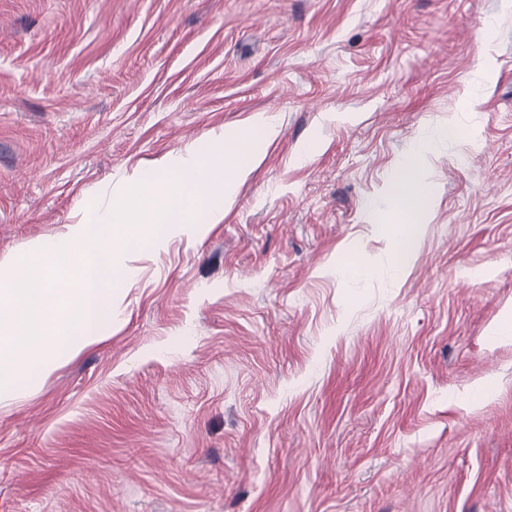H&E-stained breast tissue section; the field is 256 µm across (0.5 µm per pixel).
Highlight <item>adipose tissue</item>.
<instances>
[{"mask_svg": "<svg viewBox=\"0 0 512 512\" xmlns=\"http://www.w3.org/2000/svg\"><path fill=\"white\" fill-rule=\"evenodd\" d=\"M427 163L425 150L409 154L387 189L389 204L375 211L374 222L392 236L397 247L394 274H401L414 254L423 224L433 206V195L422 175Z\"/></svg>", "mask_w": 512, "mask_h": 512, "instance_id": "adipose-tissue-1", "label": "adipose tissue"}]
</instances>
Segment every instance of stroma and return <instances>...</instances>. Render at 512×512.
Listing matches in <instances>:
<instances>
[{
  "instance_id": "35a3bbf8",
  "label": "stroma",
  "mask_w": 512,
  "mask_h": 512,
  "mask_svg": "<svg viewBox=\"0 0 512 512\" xmlns=\"http://www.w3.org/2000/svg\"><path fill=\"white\" fill-rule=\"evenodd\" d=\"M258 112L223 221L0 400V512H512V0H0V279ZM424 144L395 278L370 212Z\"/></svg>"
}]
</instances>
